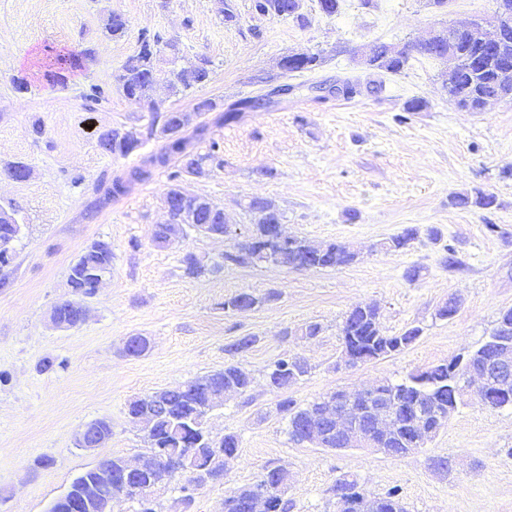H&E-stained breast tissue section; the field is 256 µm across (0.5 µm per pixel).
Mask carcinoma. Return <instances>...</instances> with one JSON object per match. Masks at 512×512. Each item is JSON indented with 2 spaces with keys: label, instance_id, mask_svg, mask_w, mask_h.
Instances as JSON below:
<instances>
[{
  "label": "carcinoma",
  "instance_id": "obj_1",
  "mask_svg": "<svg viewBox=\"0 0 512 512\" xmlns=\"http://www.w3.org/2000/svg\"><path fill=\"white\" fill-rule=\"evenodd\" d=\"M255 15L269 18H292L299 23L305 22L302 12L303 0H252ZM448 48V42L440 40L434 43L420 44L413 50H406L398 56L386 51V43L376 45V63L373 68L390 74L401 72L414 55L439 59V55ZM462 63L451 86L447 87L451 100L463 96L469 103L468 111H480L481 99L498 97L503 88L493 69L481 71L479 61L484 56L481 48L472 46L464 38H459ZM173 51L178 56L179 49L173 42H162L158 38L144 39L136 54L129 57L119 76L124 96L141 103L150 112L146 134L131 139L128 134L116 128L101 134L103 148L116 157H127L143 145L144 139L157 135L158 131L171 132L163 152L151 155L144 160V166L131 171L129 180H144L150 176V168L176 164V170L170 174V184L165 193L169 204V221L155 225L153 240L163 244L171 226L174 224H204L212 236H224L230 232V225L222 217L213 214L209 200L199 194L188 191L184 177L200 175L209 164L221 165L219 144L211 141L209 149L199 152L193 144L195 139H203L206 126L195 128L188 135L178 131L177 111L161 110L151 102L152 80L156 76L157 61L161 54ZM325 58L320 53H308L302 59L284 56L282 69L287 73L314 72L322 67ZM211 60L197 55L182 66L169 71L168 82L175 93L185 92L210 81ZM260 105V99L245 97L230 105L214 118L218 126L236 121L243 109H254ZM492 194L476 191L475 195L458 193L452 196L451 204L460 207H478L488 209L495 205ZM245 209L253 217L250 235L233 244L230 251L224 253V262L232 265H259L262 256L257 253L256 245L268 238L271 227L270 218L278 213L275 204L266 197H251ZM419 237V229L406 227L386 241L388 248L401 250L408 248ZM355 253L342 243L314 244L302 238L293 237L291 242L278 248L277 266L290 270L339 268L352 263ZM105 270L112 272V247L103 241H95L80 255L70 267L69 278L74 287L91 291V281L87 274ZM275 298V293L257 296L251 292H239L224 301V308L238 311L254 309L265 305ZM418 326L407 328L399 335H387L380 326V311L368 304L359 305L346 313L340 328L342 347L351 349L363 362L383 359L395 352L402 351L421 336ZM308 373V364L300 357L279 359L273 363L267 373L271 387L283 389L296 383ZM252 384L250 376L233 363L224 365V369L187 381L174 388L164 389L133 399L129 403V412L138 416L137 422L144 432L147 444L146 457H162L176 446L188 452L189 461L185 471L187 481L206 474L213 480L225 476L230 462L217 457L216 449L236 455L240 440L235 434H226L220 440L213 439L205 428L206 418L217 401L229 393L245 394ZM463 384L457 374L448 368V362L439 363L425 370L410 374L401 383L383 382L376 390L375 401H385L398 397L405 402V411L392 424L391 430L377 436L378 447L391 448L404 457L416 450L413 446L412 424L418 420H433L434 408L448 407L452 393H460ZM329 395L308 403L297 405L285 398L279 403L281 412L287 415V433L291 440L304 443L316 436L322 448L343 447L342 438L336 434V427L327 415ZM481 404L491 409L512 406V395L506 396L496 385L489 386ZM126 459L121 456L106 457L76 477L64 493L62 512H100L87 509L79 497L82 485L94 480L102 472L112 474V484L104 486V503L122 495L137 504L135 512H146L140 498L142 487L150 485L162 477L163 469L152 467L142 471L133 479L124 475ZM280 481L278 468H266L260 478L247 487H239L224 497V512H248L245 499L255 493H265L274 503V512H290L292 504L277 493ZM336 498L352 499L362 504L363 512H407L398 490L393 489L383 495L365 496L354 479L343 478L336 481Z\"/></svg>",
  "mask_w": 512,
  "mask_h": 512
}]
</instances>
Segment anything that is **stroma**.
I'll use <instances>...</instances> for the list:
<instances>
[{
	"mask_svg": "<svg viewBox=\"0 0 512 512\" xmlns=\"http://www.w3.org/2000/svg\"><path fill=\"white\" fill-rule=\"evenodd\" d=\"M305 25L254 15L251 0H0V167L21 161V181L0 175V202L12 203L24 232L0 267V512H45L72 481L100 459H134L144 451L129 401L223 369L234 362L253 379L243 396L226 397L209 419L214 436L240 438L239 456L223 482L192 492L186 512H224L228 489L256 482L266 466L285 467L291 512H336L331 488L339 477L358 480L365 493L399 490L409 512H512V409H491L466 398L425 448L399 459L362 449H324L291 441L278 408L336 390L398 383L417 370L466 353L512 308V102L463 112L449 100L438 61L413 57L398 74L361 66V48L405 43L436 27L490 14L495 0H340L322 14L303 0ZM238 14L225 24L224 8ZM127 22L124 36L105 32L111 15ZM177 42L183 56L209 57L208 83L185 94L167 87L169 55L158 63L156 96L162 109L192 111L209 98L225 109L244 97H262L281 85L289 94L266 109L214 125L223 166L189 177L187 186L224 209L238 233L251 218L249 197L272 199L288 235L316 243H345L357 259L333 269L287 270L271 265H224L233 238L196 233L157 247L155 225L166 219L168 169L130 182L106 197L115 178L128 179L161 137L134 154L112 157L103 132L141 129L148 112L125 98L119 76L143 37ZM323 53L315 72L286 73L282 56ZM83 53L79 68L57 72L60 52ZM27 90H18V82ZM352 84L353 95L333 94ZM426 102L421 112L407 101ZM41 132H34L33 123ZM483 190L490 209L452 206L451 195ZM415 226L420 237L393 251L383 243ZM438 240H430L427 229ZM112 246V272L86 300V321L55 328L52 307L71 298V263L95 241ZM453 251L457 263L441 262ZM194 254L205 274L185 275L181 260ZM417 266V280L406 276ZM276 292L249 311L225 309L229 297ZM453 318H436L448 298ZM381 309L389 334L417 326L419 340L401 353L353 368L340 361L339 329L359 304ZM309 322L323 331L311 339ZM148 337L138 357L128 337ZM243 336L254 344L235 355L226 347ZM284 356L305 359L309 374L283 390L268 386L270 365ZM50 370H40L43 360ZM110 421L112 435L91 452L76 448L79 427ZM455 459L452 473L431 470L433 456Z\"/></svg>",
	"mask_w": 512,
	"mask_h": 512,
	"instance_id": "stroma-1",
	"label": "stroma"
}]
</instances>
